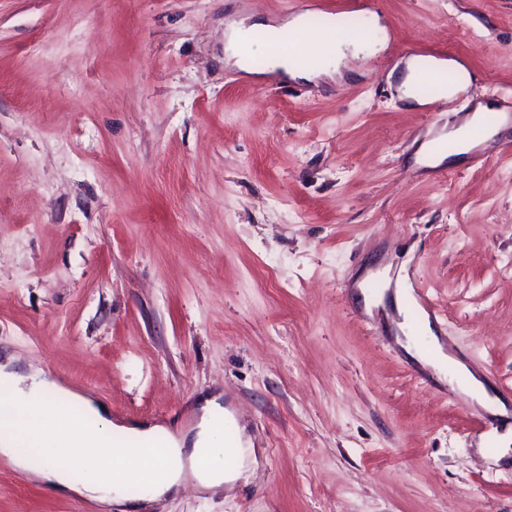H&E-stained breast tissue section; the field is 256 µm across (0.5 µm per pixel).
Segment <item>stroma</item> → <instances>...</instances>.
Returning <instances> with one entry per match:
<instances>
[{
    "mask_svg": "<svg viewBox=\"0 0 512 512\" xmlns=\"http://www.w3.org/2000/svg\"><path fill=\"white\" fill-rule=\"evenodd\" d=\"M352 20L347 0H0V354L180 434L220 395L256 450L234 489L155 512H512L506 418L397 342L358 291H427L446 353L512 410V126L418 164L476 102L512 114V0H375L385 48L253 78L232 23ZM469 71L399 99L419 47ZM0 512H121L0 457Z\"/></svg>",
    "mask_w": 512,
    "mask_h": 512,
    "instance_id": "1",
    "label": "stroma"
}]
</instances>
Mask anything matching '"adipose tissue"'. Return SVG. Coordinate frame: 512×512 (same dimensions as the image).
<instances>
[{"mask_svg": "<svg viewBox=\"0 0 512 512\" xmlns=\"http://www.w3.org/2000/svg\"><path fill=\"white\" fill-rule=\"evenodd\" d=\"M303 25L300 16L282 25L262 19L248 25H232L229 57L241 71H248L255 32H264L271 41L279 42L285 33L302 30ZM494 110L493 103H477L471 115L449 130L448 137L456 142L458 153H467L475 146L474 129H482L484 137L490 138L506 128L511 119L504 114L495 125H485V115ZM399 328L409 344L425 338L427 352L420 355V362L430 365L439 375L457 372L464 394L481 406L491 402L483 381L445 353L429 322H422L416 331L407 322L400 323ZM0 401L18 410L16 416L0 419L1 458L20 471L29 470L27 457L20 449L21 441H28L30 447L45 453L43 464L33 471L37 480L64 495H78L107 505L128 504L131 512H140L146 501L159 499L188 480L206 489L233 485L243 476L247 459L254 455L253 449L238 448L237 465L225 468V410L217 396H210L199 403L194 431L171 437L169 447L157 460V475L149 495L139 497L127 491L131 467L127 450L106 443L117 427L103 404L80 396L44 373L16 370L8 361L0 364Z\"/></svg>", "mask_w": 512, "mask_h": 512, "instance_id": "adipose-tissue-1", "label": "adipose tissue"}]
</instances>
